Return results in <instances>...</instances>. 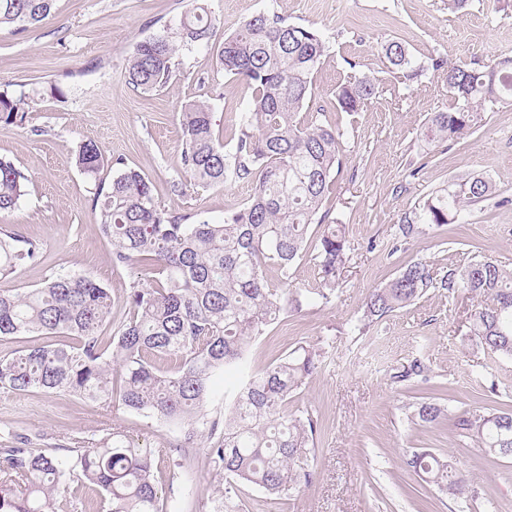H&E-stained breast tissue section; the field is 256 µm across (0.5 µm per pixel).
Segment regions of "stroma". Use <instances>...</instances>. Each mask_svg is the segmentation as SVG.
<instances>
[{
    "label": "stroma",
    "instance_id": "obj_1",
    "mask_svg": "<svg viewBox=\"0 0 512 512\" xmlns=\"http://www.w3.org/2000/svg\"><path fill=\"white\" fill-rule=\"evenodd\" d=\"M205 3L221 33L264 11L318 32L327 51L314 74L311 106L350 132L327 202L348 246L335 293L329 302L286 314L250 351L252 365L262 369L298 346H325L324 368L288 404L319 419L318 475L284 500L244 488L247 512H512V461L486 458L450 422L475 406L512 404V361L466 341L473 299L432 288L365 332L356 330L367 294L409 261L426 262L442 275L481 254L512 271V106L486 108L481 127L463 139L427 145L420 136L425 117L447 110L446 89L429 70L400 83L381 52L397 40L424 64L438 57L456 64L512 56V0H469L461 12L449 11L448 0ZM189 7L190 0H57L54 16L42 24L0 30V93L22 98L27 111L24 125L0 122V158L28 177L25 196L0 216V229L42 248L40 262L0 278V293L37 288L58 274L86 275L109 289L113 322L125 320V298L140 270L112 264L95 187L76 164L84 141L100 148L108 163L104 177L114 174L110 161L123 158L149 177L156 201L172 214L200 212L220 222L251 194L250 183L204 187L182 169L179 112L187 100L208 99L224 141L248 109L246 85L217 73L214 44L181 52L165 89L146 93L127 80L135 45L176 27ZM353 69L374 77L378 93L350 116L335 110L334 90ZM55 84L65 98L52 94ZM468 176L486 179L491 195L465 203L459 223L399 239L405 214ZM415 356L431 366L428 383H393L394 369ZM436 385L448 420L419 423L416 407ZM114 431L154 455L163 512H209L212 497L222 494L224 477L208 462L207 440L188 445L181 432L156 419L106 412L62 393L0 388V448L19 434L32 447L61 455ZM415 448L448 456L467 482L464 497L441 495L409 470L404 454Z\"/></svg>",
    "mask_w": 512,
    "mask_h": 512
}]
</instances>
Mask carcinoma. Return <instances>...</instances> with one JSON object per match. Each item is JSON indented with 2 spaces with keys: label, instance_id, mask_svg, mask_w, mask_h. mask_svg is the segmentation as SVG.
Wrapping results in <instances>:
<instances>
[{
  "label": "carcinoma",
  "instance_id": "1",
  "mask_svg": "<svg viewBox=\"0 0 512 512\" xmlns=\"http://www.w3.org/2000/svg\"><path fill=\"white\" fill-rule=\"evenodd\" d=\"M56 0H0V27L24 30L52 16ZM216 23L205 0L173 29L136 44L128 80L144 92L167 87L182 50L212 40ZM326 45L310 28L276 13H259L224 35L217 70L251 90L249 112L237 136L223 145L211 122L208 102L182 106L183 170L204 186L246 181L253 193L221 222L175 216L161 209L152 181L112 160L116 175L101 178L102 153L91 140L77 154L80 171L95 183L100 230L112 247V265L137 264L143 281L127 295L129 317L114 326L107 352L101 332L112 325L108 289L82 275H56L43 286L0 293V339L37 334L46 338L0 356V386L14 391L65 393L102 406L156 418L180 428L192 441L205 437L210 462L224 475V496L211 499L210 512H239L237 492L262 491L269 500L288 496L316 480L310 444L318 418L307 410L288 411V400L316 374L322 348L299 346L261 372L249 365L252 343L288 312L330 301L346 261L347 241L338 221L323 209L334 192L349 131L324 123L310 112L313 79ZM383 55L396 74L411 80L423 71L406 45L391 41ZM446 78L448 110L428 114L424 135L433 142L464 138L480 126L485 105L512 103V58L497 63L449 65L431 60ZM377 94L375 80L354 75L335 91L336 111L359 112ZM22 102L0 95V121L25 122ZM28 178L0 158V215L13 212ZM479 176L435 195L399 225V237L413 238L435 226L458 221L460 204L489 195ZM318 225L311 260L319 268L316 288H296L292 266L307 253L309 229ZM40 245L17 233L0 236V276L33 264ZM279 272L274 288L266 277ZM476 299L468 340L512 360V273L492 258L475 257L464 269L437 277L421 261L405 264L364 303V317L376 323L435 287ZM226 372L224 414L207 412L218 399L214 380ZM430 367L415 357L395 369V383L429 381ZM444 410L423 401L416 417L436 424ZM459 437L491 459H512V407L468 409L455 415ZM404 463L451 498L466 483L448 458L430 450L404 455ZM81 491L88 501L101 495L110 512H160L155 458L120 432L76 448ZM67 461L33 448H0V512H55V494Z\"/></svg>",
  "mask_w": 512,
  "mask_h": 512
}]
</instances>
